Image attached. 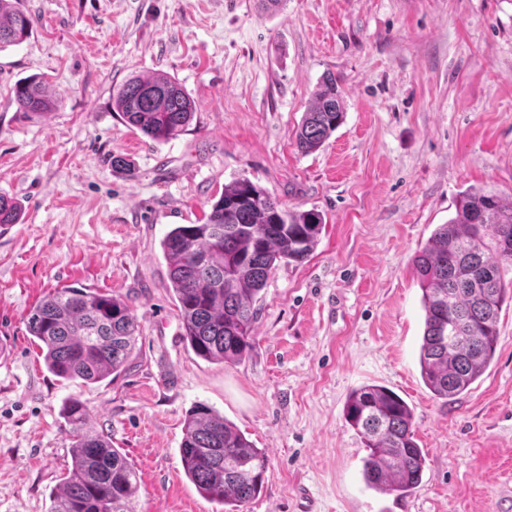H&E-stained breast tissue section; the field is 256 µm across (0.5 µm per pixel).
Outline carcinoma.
<instances>
[{
    "label": "carcinoma",
    "mask_w": 512,
    "mask_h": 512,
    "mask_svg": "<svg viewBox=\"0 0 512 512\" xmlns=\"http://www.w3.org/2000/svg\"><path fill=\"white\" fill-rule=\"evenodd\" d=\"M32 19L20 0H0V50L24 42ZM14 96L26 112L52 111L57 100L40 77L18 82ZM113 111L153 140L184 131L194 101L171 76H135L112 95ZM336 79L327 76L296 130L300 152L317 151L343 123ZM16 204L0 196V224H15ZM315 210L294 211L259 184L241 176L224 185L202 224H179L161 241L170 286L178 301L184 339L208 362L235 364L251 348L258 295L280 263L300 264L322 231ZM419 273L424 333L419 363L424 384L445 403L471 389L492 362L498 316L512 269V202L493 190L461 192L455 215L439 225L413 258ZM27 328L54 376L94 384L130 357L138 323L126 302L110 292L58 288L29 314ZM61 416L71 440V464L49 512H134L137 475L126 456L88 427L90 413L78 397ZM347 423L361 436L368 487L408 496L421 482L425 457L414 439L413 411L398 394L365 385L349 395ZM186 476L206 499L240 507L259 494L267 453L205 404L184 421L180 448Z\"/></svg>",
    "instance_id": "obj_1"
}]
</instances>
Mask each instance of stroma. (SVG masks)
<instances>
[{
  "instance_id": "1",
  "label": "stroma",
  "mask_w": 512,
  "mask_h": 512,
  "mask_svg": "<svg viewBox=\"0 0 512 512\" xmlns=\"http://www.w3.org/2000/svg\"><path fill=\"white\" fill-rule=\"evenodd\" d=\"M29 38L0 51V512H48L70 463L69 397L133 466L136 512H218L186 476L188 410L209 405L269 458L243 512H512V301L494 359L450 403L422 381L424 312L412 259L467 188L512 201V0H21ZM174 76L196 104L155 141L112 110L134 76ZM343 123L317 151L295 132L325 74ZM46 79L59 105H17ZM133 164L113 170V157ZM246 176L324 227L310 257L279 265L236 364L182 336L161 241L200 224ZM121 296L137 342L114 380L50 373L27 331L53 289ZM380 385L412 408L426 459L405 498L363 480L344 417ZM14 96L17 105L25 112H51L57 105L54 93L40 77L18 82Z\"/></svg>"
}]
</instances>
